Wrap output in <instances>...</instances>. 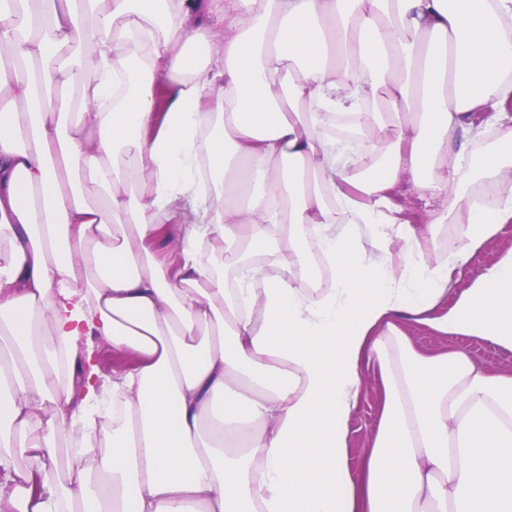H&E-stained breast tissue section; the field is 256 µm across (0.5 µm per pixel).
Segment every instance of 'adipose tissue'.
<instances>
[{
    "mask_svg": "<svg viewBox=\"0 0 512 512\" xmlns=\"http://www.w3.org/2000/svg\"><path fill=\"white\" fill-rule=\"evenodd\" d=\"M511 99L512 0H0V506L512 512V370L401 327L512 351ZM396 202L403 208L402 217L412 224H426L423 203L418 199L409 179H402L396 188ZM511 247L512 223L500 237L485 244L482 249L472 256L466 275L454 285V291L449 295V297L453 298L455 296V291H461L463 288H466L469 279L476 277L486 268L494 265L500 255ZM403 329L418 348L439 351L453 345L467 347L474 357L490 370L512 368V351L500 349L488 342L472 341L454 336H436L427 329L412 322H404ZM97 357L107 386H112V376L129 370L139 359V356L133 351L116 350L105 343L99 345ZM366 395L349 423V463L353 470L359 468L363 449L368 448L378 425L380 407L378 378L371 369L364 377Z\"/></svg>",
    "mask_w": 512,
    "mask_h": 512,
    "instance_id": "adipose-tissue-1",
    "label": "adipose tissue"
}]
</instances>
